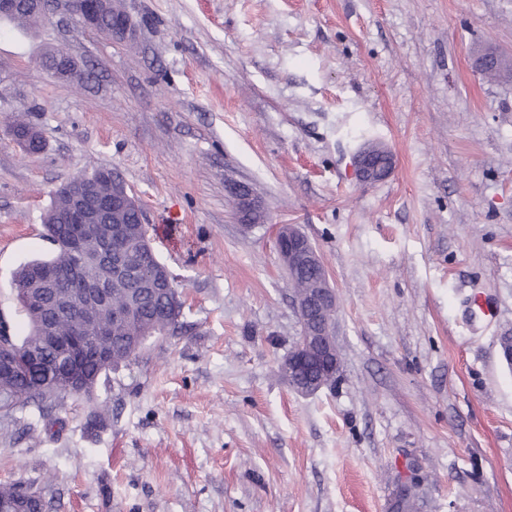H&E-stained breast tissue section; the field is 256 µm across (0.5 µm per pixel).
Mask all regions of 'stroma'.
Instances as JSON below:
<instances>
[{
	"mask_svg": "<svg viewBox=\"0 0 512 512\" xmlns=\"http://www.w3.org/2000/svg\"><path fill=\"white\" fill-rule=\"evenodd\" d=\"M110 39L64 10L0 21V315L27 331L14 272L50 256L55 191L107 167L142 206L183 304L100 379L110 415L69 397L0 412V483L46 512H387L416 467L422 512H512V0H120ZM60 48L77 68L40 66ZM41 133L25 154L14 116ZM391 175L360 183L364 143ZM263 220H236L231 187ZM336 290V384L303 396L277 225ZM497 54L496 53H492V54H488V55L482 54L480 57L479 63L485 64L488 66H491V65L497 66L504 59L503 57H501L502 55H500L498 52H497ZM479 71L486 78L491 79V80H497L498 78H501V79L502 78H510L512 75V65H511V61H509L508 59L505 58L504 64L499 65L497 67L483 68V69H480ZM486 75L489 77H492V78H489Z\"/></svg>",
	"mask_w": 512,
	"mask_h": 512,
	"instance_id": "obj_1",
	"label": "stroma"
}]
</instances>
